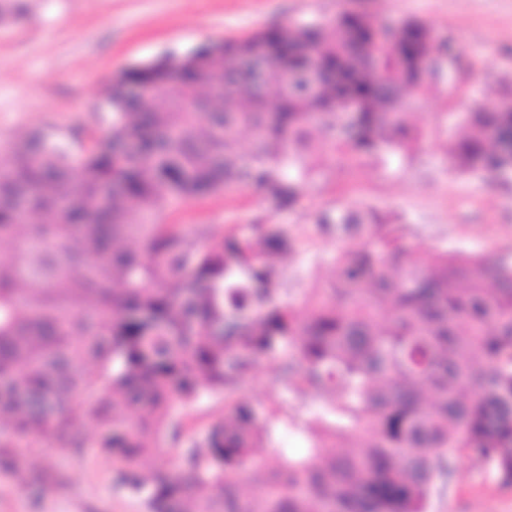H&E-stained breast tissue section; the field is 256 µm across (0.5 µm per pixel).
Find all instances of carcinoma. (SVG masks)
<instances>
[{
	"mask_svg": "<svg viewBox=\"0 0 512 512\" xmlns=\"http://www.w3.org/2000/svg\"><path fill=\"white\" fill-rule=\"evenodd\" d=\"M23 11L0 0V23ZM256 53L271 64L261 90L236 63ZM307 65L323 73L314 94ZM466 68L451 34L344 10L123 72L87 140L20 137L0 169V238L16 242L0 262V433L81 448L98 423L149 512H427L450 450L512 487V263L420 254L407 225L338 204L313 215L342 245L302 315L282 299L279 262L297 253L284 226L242 239L158 223L172 202L231 186L291 209L329 174L412 156L414 111ZM131 84L152 94L133 100ZM460 100L451 168L512 174V108ZM371 234L381 247L362 243ZM284 349L285 384L323 401L307 454L255 459L280 429L239 397L174 474L153 443L173 403L231 390Z\"/></svg>",
	"mask_w": 512,
	"mask_h": 512,
	"instance_id": "1",
	"label": "carcinoma"
}]
</instances>
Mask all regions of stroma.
<instances>
[{
	"instance_id": "stroma-1",
	"label": "stroma",
	"mask_w": 512,
	"mask_h": 512,
	"mask_svg": "<svg viewBox=\"0 0 512 512\" xmlns=\"http://www.w3.org/2000/svg\"><path fill=\"white\" fill-rule=\"evenodd\" d=\"M25 19L0 24V167L17 138L35 127L87 137L108 115L104 107L111 78L121 71L171 54L184 56L197 44L236 39L282 25H297L347 8L394 24L416 19L437 34H453L469 69L467 95L495 107L502 82L512 80V0H24ZM449 85L439 86L414 115L429 133L412 160L390 169L368 166L337 185L319 180L294 209L272 211L253 188H233L202 200L175 203L163 223L208 224L241 238L258 224H282L298 252L282 267L285 300L303 295L335 273L336 233L312 221L313 213L336 202L373 205L402 214L408 248H438L512 260V183L460 175L442 150L456 121ZM281 358L262 360L239 393L259 410L278 407L305 423L318 407L311 393L288 389ZM231 399L203 398L175 404L179 433L162 434L174 468L224 418ZM86 448H58L49 436L20 443L17 462L0 466V512H148L145 494L121 486L116 459L93 442L101 433L85 423ZM429 512H512V488L501 486L488 466L466 455L454 457V472L441 483Z\"/></svg>"
}]
</instances>
